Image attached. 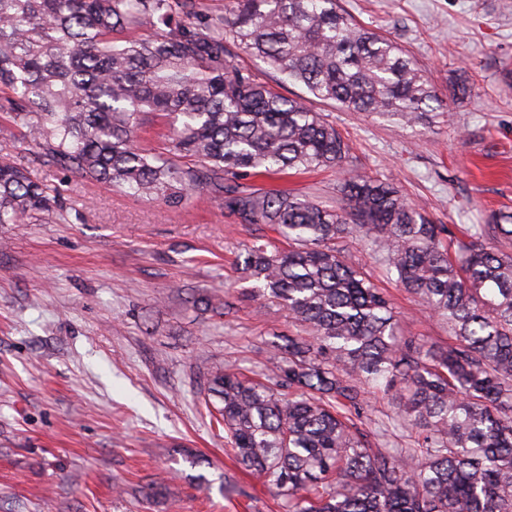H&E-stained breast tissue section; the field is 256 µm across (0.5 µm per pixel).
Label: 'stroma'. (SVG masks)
I'll list each match as a JSON object with an SVG mask.
<instances>
[{"instance_id": "obj_1", "label": "stroma", "mask_w": 512, "mask_h": 512, "mask_svg": "<svg viewBox=\"0 0 512 512\" xmlns=\"http://www.w3.org/2000/svg\"><path fill=\"white\" fill-rule=\"evenodd\" d=\"M412 55L438 95L409 127L311 99L350 143L349 168L398 186L433 223L512 211V0H339ZM174 117L148 115L138 147L169 154ZM0 112V156L66 208L60 224H0V512H285L234 461L209 414L211 371L261 378L274 342L301 336L241 266L270 227L240 224L199 189L167 206L35 160ZM340 173L244 177L339 206ZM393 303L403 335L448 344L421 299L360 239L339 241Z\"/></svg>"}]
</instances>
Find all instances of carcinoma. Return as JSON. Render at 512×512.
Listing matches in <instances>:
<instances>
[{
  "mask_svg": "<svg viewBox=\"0 0 512 512\" xmlns=\"http://www.w3.org/2000/svg\"><path fill=\"white\" fill-rule=\"evenodd\" d=\"M149 25L150 40L132 35ZM353 112L429 122L438 96L416 60L336 0H235L229 18L198 0H0V112L38 158L84 178L178 204L208 190L241 224H268L244 270L304 325L285 337L272 384L220 369L227 445L287 512H512V212L447 230L394 184L346 168L349 144L301 97L234 64V50ZM142 114L181 121L174 148L134 144ZM338 169L341 205L252 191L246 175ZM66 220L57 193L0 157V224ZM365 239L384 275L448 326L446 347L400 335L390 302L339 239ZM373 389L416 430L373 448L353 417Z\"/></svg>",
  "mask_w": 512,
  "mask_h": 512,
  "instance_id": "cac0c4a2",
  "label": "carcinoma"
}]
</instances>
